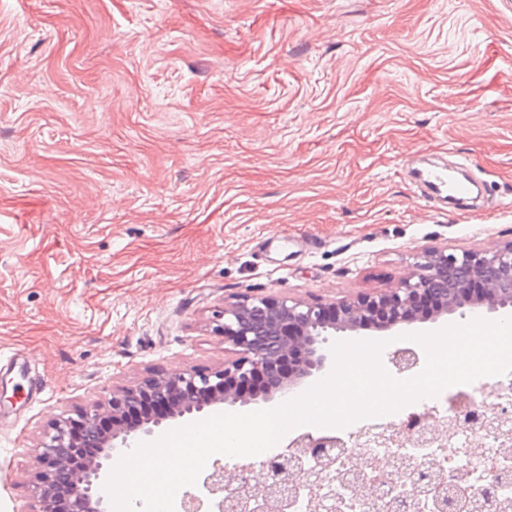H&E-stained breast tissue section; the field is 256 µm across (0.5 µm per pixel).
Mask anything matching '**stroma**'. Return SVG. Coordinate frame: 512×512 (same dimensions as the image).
<instances>
[{
  "label": "stroma",
  "instance_id": "1",
  "mask_svg": "<svg viewBox=\"0 0 512 512\" xmlns=\"http://www.w3.org/2000/svg\"><path fill=\"white\" fill-rule=\"evenodd\" d=\"M427 163L483 206L425 196ZM511 241L512 0H0V512H38L55 418L222 366L225 300Z\"/></svg>",
  "mask_w": 512,
  "mask_h": 512
}]
</instances>
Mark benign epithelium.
<instances>
[{
    "label": "benign epithelium",
    "instance_id": "7a95c632",
    "mask_svg": "<svg viewBox=\"0 0 512 512\" xmlns=\"http://www.w3.org/2000/svg\"><path fill=\"white\" fill-rule=\"evenodd\" d=\"M434 296L436 306L428 313L417 308L421 296ZM483 305L490 312L512 310V242L491 252L470 251L460 256L445 249L423 251L415 270L396 287L374 295L344 298L326 305L288 296H242L224 302L215 316L213 332L224 337L236 358L207 372L180 371L154 374L133 386L112 392V398L97 403L76 416H62L51 423L36 449V495L40 512H107L101 488L106 481L105 462L118 448H129L135 441L153 436L167 421L202 413L217 405L241 407L284 396L304 379L320 371L326 357L321 344L325 333L358 332L370 328L389 329L402 323L435 320L441 316ZM302 352L299 362L284 376L279 367L294 351ZM391 362L401 372L417 366L418 357L411 348H397ZM262 374L267 387L259 394H243L237 387L249 386ZM147 398L169 404L162 415H147L137 423H118L112 432L101 435L98 421L114 420ZM82 426L96 454L81 465L74 464L81 443L73 435ZM481 428L493 434L505 448L504 458L511 462L512 414L502 408L492 413ZM319 449L317 464L307 466L301 452ZM346 441L334 434L313 436L303 433L291 439L287 449L273 462L260 460L228 467L213 461L203 480V494L186 492L181 512H288L286 488L308 487L303 474H320L344 460L348 472L365 476L368 466L354 461L345 452ZM433 474L431 512H441L448 504V492L464 482V476L447 472L434 459L426 460Z\"/></svg>",
    "mask_w": 512,
    "mask_h": 512
}]
</instances>
